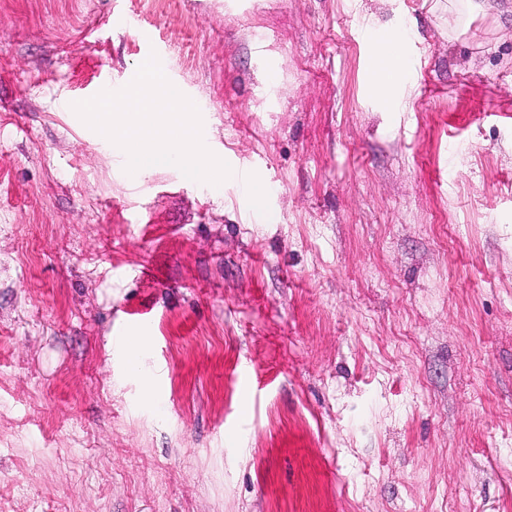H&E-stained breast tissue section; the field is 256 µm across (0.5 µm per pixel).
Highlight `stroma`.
Here are the masks:
<instances>
[{"label":"stroma","mask_w":512,"mask_h":512,"mask_svg":"<svg viewBox=\"0 0 512 512\" xmlns=\"http://www.w3.org/2000/svg\"><path fill=\"white\" fill-rule=\"evenodd\" d=\"M486 3L0 0V512H512V0ZM373 23L419 36L406 111ZM153 53L261 205L135 179L74 113ZM386 38V63L383 66H376L374 62L375 47L370 46V63L374 71V84L372 87L374 95L390 106L392 111L398 112L405 108L406 101L410 97L411 90L401 78V67L397 64L400 59V46L403 41L408 40V33L401 29L384 31Z\"/></svg>","instance_id":"stroma-1"}]
</instances>
